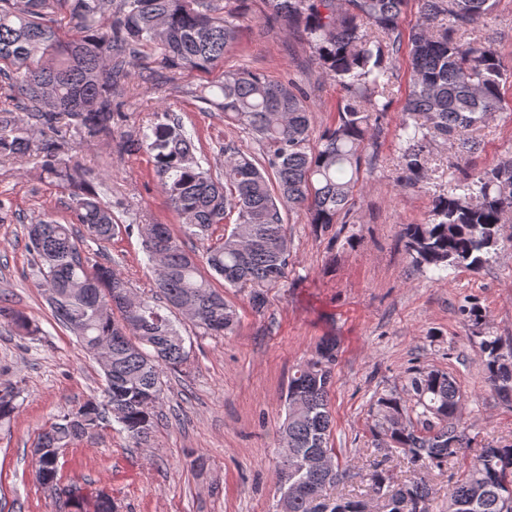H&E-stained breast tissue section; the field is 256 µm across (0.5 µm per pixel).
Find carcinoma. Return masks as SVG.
<instances>
[{
	"instance_id": "obj_1",
	"label": "carcinoma",
	"mask_w": 512,
	"mask_h": 512,
	"mask_svg": "<svg viewBox=\"0 0 512 512\" xmlns=\"http://www.w3.org/2000/svg\"><path fill=\"white\" fill-rule=\"evenodd\" d=\"M221 0H0V83L17 92L13 108L0 107V159L31 150L44 172L68 191L78 224L95 243H108L120 229L112 207L75 168L61 166L58 152L67 132L86 141L112 136L114 94L125 67L146 51L169 69L209 71L224 63L237 37L234 22L221 16ZM269 20L285 21L312 49L318 73L342 88L338 120L313 136L307 92L293 81H272L251 70L224 72L202 96L262 146L250 156L224 146V180L196 158L195 145L167 112L127 151H146L170 206L185 232L207 242L202 260L225 285L250 289V303L264 307L263 289L288 274L290 245L282 210L303 208L310 223L326 227L339 219L352 196L362 161L377 147L381 118L389 111L391 77L386 59L408 48L409 91L400 124V180L419 187L426 179L427 148L437 138H455L460 176L433 196L430 219L405 224L401 243L418 268L480 269L505 245L501 234L512 215V155L472 169L465 154L476 149L472 133L503 110V87L512 70L491 34L464 35L487 24L498 0H417L420 23L404 34L401 18L409 0H264ZM66 15L76 37L60 44L55 23ZM24 111L28 119L18 117ZM42 129L35 141L31 131ZM230 230L210 242V230ZM143 250L153 267L160 299L125 296L127 282L107 262L83 254L73 226L49 217L27 227L43 290H55L50 306L87 354L105 356L103 399H90L39 433L38 448H66L112 414L139 447H149L163 390L162 373L189 357L171 314L185 305L192 325L222 336L237 315L213 288L196 257L185 251L167 224L140 225ZM463 322L482 326L481 308L461 306ZM0 317L28 335L26 317L0 307ZM492 390L512 403V343L485 334L478 341ZM336 341L325 338L288 384V408L280 426L288 454L276 474L287 482L283 512H431L434 489L424 472L449 470L447 512H512V445L481 449L460 474L452 472L469 450L461 421L462 393L454 377L436 369L411 373L407 392L377 398L378 448L402 452L413 476L392 484L383 470L367 474L376 505L336 498L331 490L350 477L328 447L329 392ZM19 390L0 389V423L17 409ZM35 481L60 490L59 462L42 455Z\"/></svg>"
}]
</instances>
